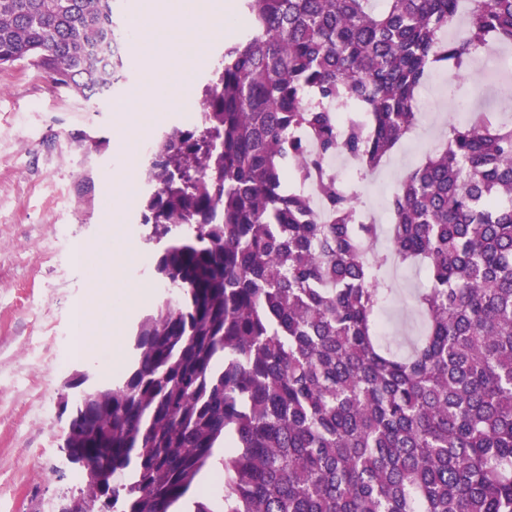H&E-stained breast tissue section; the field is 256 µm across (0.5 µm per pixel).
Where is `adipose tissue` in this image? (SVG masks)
<instances>
[{
    "mask_svg": "<svg viewBox=\"0 0 512 512\" xmlns=\"http://www.w3.org/2000/svg\"><path fill=\"white\" fill-rule=\"evenodd\" d=\"M177 19L189 31V38L171 34L170 25ZM232 21L224 0H195L187 12L182 11L181 0H141L130 31L136 54L148 63L144 91L157 112L179 108L194 95L191 85L172 82L161 66L153 64L157 49L187 59L192 68L207 67L210 64L207 41L223 34Z\"/></svg>",
    "mask_w": 512,
    "mask_h": 512,
    "instance_id": "adipose-tissue-1",
    "label": "adipose tissue"
}]
</instances>
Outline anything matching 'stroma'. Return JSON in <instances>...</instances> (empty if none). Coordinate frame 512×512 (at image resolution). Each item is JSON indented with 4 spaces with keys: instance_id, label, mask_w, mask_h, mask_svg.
<instances>
[{
    "instance_id": "35a3bbf8",
    "label": "stroma",
    "mask_w": 512,
    "mask_h": 512,
    "mask_svg": "<svg viewBox=\"0 0 512 512\" xmlns=\"http://www.w3.org/2000/svg\"><path fill=\"white\" fill-rule=\"evenodd\" d=\"M139 2L113 4L124 67L109 94L84 99L56 91L33 69H0V512H34L37 504L76 488L77 471L62 479L51 471L63 437L60 387L77 371L93 384L116 381L113 358L130 364L136 324L168 297L151 273L154 252L142 239L139 202L145 185L135 182L129 200H113L107 180L122 151L149 159L146 140L124 139L114 110L144 81L129 30ZM449 87L477 107L507 108L498 84L479 63L464 72L450 65L433 69L422 90L429 111L373 175L355 182L361 202L386 209L403 175L441 146L433 113L463 122L462 113L448 108ZM66 238L114 254L121 278L113 277V267L76 263L62 246ZM395 283L385 336L401 349L414 331L404 316L420 279L403 268ZM141 284L151 288V299L128 307L120 290ZM82 304L95 311L99 326L122 324L115 342L93 344L86 359L74 356L68 342Z\"/></svg>"
}]
</instances>
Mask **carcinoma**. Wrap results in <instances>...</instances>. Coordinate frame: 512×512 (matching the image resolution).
I'll use <instances>...</instances> for the list:
<instances>
[{
  "label": "carcinoma",
  "instance_id": "carcinoma-1",
  "mask_svg": "<svg viewBox=\"0 0 512 512\" xmlns=\"http://www.w3.org/2000/svg\"><path fill=\"white\" fill-rule=\"evenodd\" d=\"M113 2L0 0V69L85 99L112 89ZM242 2L253 28L206 111L148 164L141 224L176 303L139 321L123 381L83 400L69 390L85 374L64 382L60 453L82 482L54 512L76 495L173 512L229 435L223 495L191 512H512V121L449 124L392 196L383 247L323 166L349 156L372 175L435 66L512 46V0ZM398 263L428 281L405 352L381 336Z\"/></svg>",
  "mask_w": 512,
  "mask_h": 512
}]
</instances>
